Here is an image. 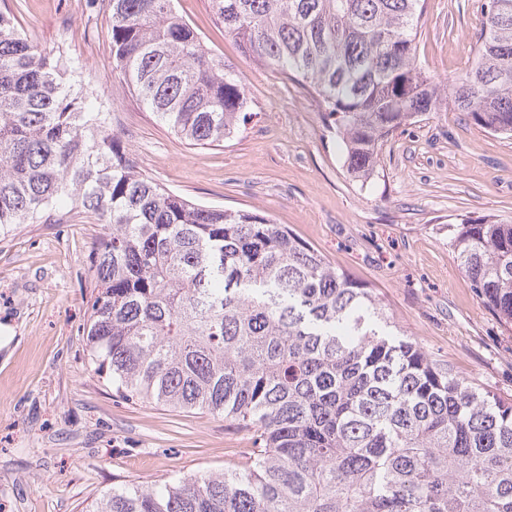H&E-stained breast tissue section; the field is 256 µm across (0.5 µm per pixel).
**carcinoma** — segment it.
Returning a JSON list of instances; mask_svg holds the SVG:
<instances>
[{
  "label": "carcinoma",
  "instance_id": "obj_1",
  "mask_svg": "<svg viewBox=\"0 0 512 512\" xmlns=\"http://www.w3.org/2000/svg\"><path fill=\"white\" fill-rule=\"evenodd\" d=\"M241 53L307 87L347 170L427 112L512 137V0H486L471 67L417 60L424 0H208ZM112 73L189 146L236 136L248 91L175 0H96ZM105 225L83 331L127 400L202 410L251 434L222 472L101 494L83 512H512V400L472 386L404 333L373 289L285 224L200 205L145 175L70 49L0 11V237ZM483 305L512 327V224L448 225Z\"/></svg>",
  "mask_w": 512,
  "mask_h": 512
}]
</instances>
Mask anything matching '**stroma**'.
<instances>
[{
	"mask_svg": "<svg viewBox=\"0 0 512 512\" xmlns=\"http://www.w3.org/2000/svg\"><path fill=\"white\" fill-rule=\"evenodd\" d=\"M483 3L425 0L417 57L436 79L468 67ZM5 8L39 46H69L146 174L200 204L288 225L372 288L429 355L512 398V330L477 298L448 245L449 225L464 218L512 224V137L460 112H430L383 142L375 176L361 183L311 95L242 55L208 0H177L251 100L236 138L192 147L115 89L108 22L89 0H0ZM104 232L95 223L80 237L68 224H28L0 240V512H82L128 483L223 470L252 445L223 418L127 401L94 374L83 332L87 256Z\"/></svg>",
	"mask_w": 512,
	"mask_h": 512,
	"instance_id": "obj_1",
	"label": "stroma"
}]
</instances>
